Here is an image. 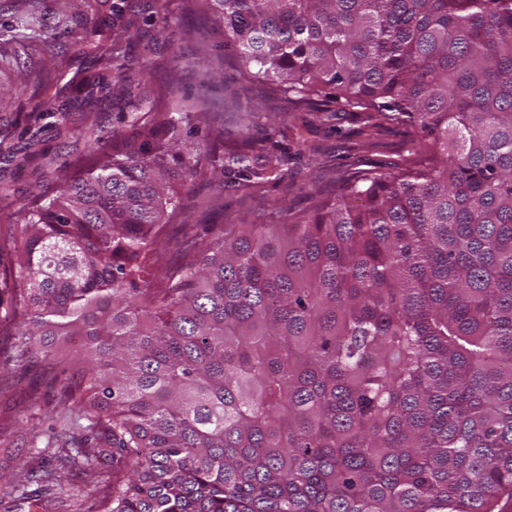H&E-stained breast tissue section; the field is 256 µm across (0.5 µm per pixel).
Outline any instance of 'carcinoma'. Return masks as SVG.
<instances>
[{"label": "carcinoma", "instance_id": "carcinoma-1", "mask_svg": "<svg viewBox=\"0 0 512 512\" xmlns=\"http://www.w3.org/2000/svg\"><path fill=\"white\" fill-rule=\"evenodd\" d=\"M248 80L332 97L431 137L410 164L340 181L279 224H222L182 265L150 260L212 155L224 186L283 156L201 147L185 116L19 208L0 236V337L55 359L68 453L32 475L101 484L87 512H502L512 499V0H196ZM141 0L112 7V44Z\"/></svg>", "mask_w": 512, "mask_h": 512}]
</instances>
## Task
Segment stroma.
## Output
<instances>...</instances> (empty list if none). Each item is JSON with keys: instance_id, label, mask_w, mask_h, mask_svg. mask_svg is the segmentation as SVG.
I'll use <instances>...</instances> for the list:
<instances>
[{"instance_id": "1", "label": "stroma", "mask_w": 512, "mask_h": 512, "mask_svg": "<svg viewBox=\"0 0 512 512\" xmlns=\"http://www.w3.org/2000/svg\"><path fill=\"white\" fill-rule=\"evenodd\" d=\"M116 0H0V232L18 221V209L31 204L44 185L88 154L90 141L112 149V133L146 118L153 101L188 114V140L205 142L216 129L225 136L250 133L263 138L270 125L287 134L290 154L277 182L223 188L209 172L195 180L186 199L185 226H170L164 254L168 263L195 250L198 224H269L271 204L281 201L294 212L310 210L316 192L329 193L340 179L364 169L408 162L423 140L408 121L372 126L364 112L336 109L322 120L324 98L300 106L275 87L248 84L232 51L213 32L211 19L189 0H144L133 37L112 41ZM111 48L131 82L123 99L98 93L92 102L78 89L101 71L97 46ZM150 61L140 76L142 61ZM315 145V156L294 153L298 138ZM28 153L27 167L14 156ZM9 343L0 344V512H75L77 502L97 495L94 480L77 474L63 493L43 497L38 506L7 498L27 469L52 467L59 449L34 455L33 434L46 432L60 405V387L51 364L12 362Z\"/></svg>"}]
</instances>
